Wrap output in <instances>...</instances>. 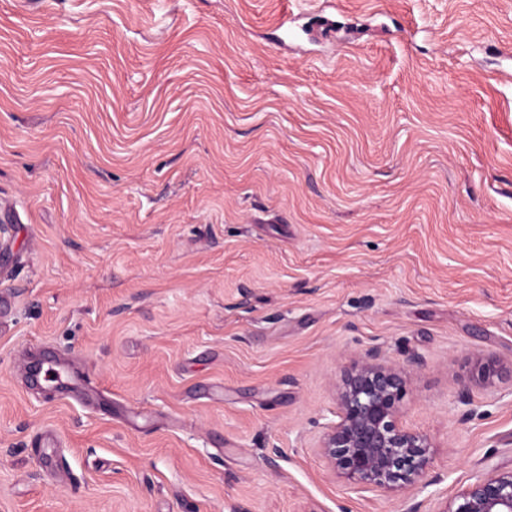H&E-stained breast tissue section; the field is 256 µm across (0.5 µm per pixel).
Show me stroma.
Listing matches in <instances>:
<instances>
[{
    "instance_id": "stroma-1",
    "label": "stroma",
    "mask_w": 512,
    "mask_h": 512,
    "mask_svg": "<svg viewBox=\"0 0 512 512\" xmlns=\"http://www.w3.org/2000/svg\"><path fill=\"white\" fill-rule=\"evenodd\" d=\"M0 244V512H443L512 470V0H0ZM371 347L437 485L319 453Z\"/></svg>"
}]
</instances>
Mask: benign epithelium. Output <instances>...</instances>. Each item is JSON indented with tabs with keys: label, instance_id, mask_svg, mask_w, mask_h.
Here are the masks:
<instances>
[{
	"label": "benign epithelium",
	"instance_id": "1",
	"mask_svg": "<svg viewBox=\"0 0 512 512\" xmlns=\"http://www.w3.org/2000/svg\"><path fill=\"white\" fill-rule=\"evenodd\" d=\"M409 387L407 371L382 362L375 349L341 370L337 421L328 426L320 452L353 488L394 494L437 483L429 474L428 438L401 421ZM442 512H512V470L461 488Z\"/></svg>",
	"mask_w": 512,
	"mask_h": 512
}]
</instances>
